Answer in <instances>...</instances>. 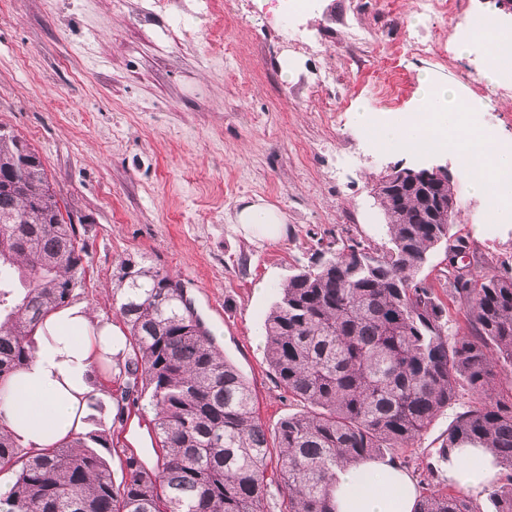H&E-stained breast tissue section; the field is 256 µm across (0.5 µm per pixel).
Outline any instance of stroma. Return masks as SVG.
<instances>
[{
	"label": "stroma",
	"mask_w": 512,
	"mask_h": 512,
	"mask_svg": "<svg viewBox=\"0 0 512 512\" xmlns=\"http://www.w3.org/2000/svg\"><path fill=\"white\" fill-rule=\"evenodd\" d=\"M429 18L416 0H316L308 39L286 44L267 0H0V125L36 150L69 210L83 219L88 265L76 302L116 319L112 276L125 262L178 274L188 299L257 397L267 427L301 411L277 387L264 320L281 284L352 231L387 240L374 183L393 166H447L457 184L454 235L476 273L512 269V224H494L454 156L379 149L353 118L413 112L419 78L481 104V124L512 141V88L488 81L485 43L462 48L468 17H501L494 0H461ZM365 41L350 46L351 25ZM436 35L434 53L410 39ZM234 51L216 55L213 40ZM332 79L320 85L323 72ZM286 217L282 236L248 240L234 224L257 200ZM441 412L405 449L417 491L451 492L437 450L460 412ZM154 414L140 400L115 432L148 461Z\"/></svg>",
	"instance_id": "obj_1"
}]
</instances>
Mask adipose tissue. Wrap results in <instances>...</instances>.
Returning a JSON list of instances; mask_svg holds the SVG:
<instances>
[{"instance_id":"1","label":"adipose tissue","mask_w":512,"mask_h":512,"mask_svg":"<svg viewBox=\"0 0 512 512\" xmlns=\"http://www.w3.org/2000/svg\"><path fill=\"white\" fill-rule=\"evenodd\" d=\"M422 101L417 112L377 116L366 108L354 114L356 124L370 133L380 148L404 151L422 148L435 128L477 126V107L462 109L447 85L421 77ZM469 163L482 170L473 190L504 200L495 215L500 224L512 223V149H502L495 136H478L467 142ZM285 217L264 201L244 206L236 228L250 239L279 238ZM33 361L0 386V423L17 443L30 451L52 447L82 433L87 427L90 398L102 397L91 377L102 355L127 346L111 321L77 303L47 315L35 331ZM448 482L480 497L495 482L500 467L485 448L456 449L447 464ZM336 512H414L417 493L397 465L371 459L339 471L332 486Z\"/></svg>"}]
</instances>
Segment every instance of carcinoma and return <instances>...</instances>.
<instances>
[{"instance_id": "obj_1", "label": "carcinoma", "mask_w": 512, "mask_h": 512, "mask_svg": "<svg viewBox=\"0 0 512 512\" xmlns=\"http://www.w3.org/2000/svg\"><path fill=\"white\" fill-rule=\"evenodd\" d=\"M456 194L451 179L395 182L380 203L387 243L339 237L279 288L265 319L267 362L303 405L273 430L281 512H336V472L387 453L396 462L467 393L482 399L456 416L438 458L489 449L506 477L489 498L495 512H512V401L491 395L495 370L512 367V276L445 277L466 305L462 335L448 332L443 302L418 277L448 246L446 201ZM20 212L30 221L12 223ZM86 259L40 157L0 130V384L30 363L35 329L71 303ZM115 277L128 352L112 367V424L149 394L156 463L118 449L106 428L34 453L0 424V473L13 475L0 512H270L268 429L249 383L184 303L181 279L133 264ZM414 512L480 510L462 492L426 491Z\"/></svg>"}]
</instances>
